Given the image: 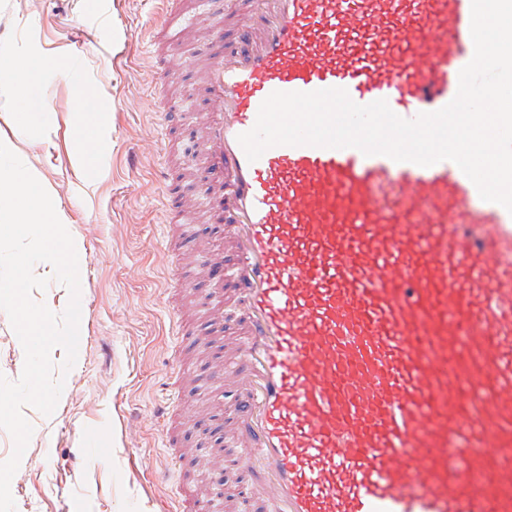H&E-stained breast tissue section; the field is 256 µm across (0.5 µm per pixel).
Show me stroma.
<instances>
[{"label": "stroma", "mask_w": 512, "mask_h": 512, "mask_svg": "<svg viewBox=\"0 0 512 512\" xmlns=\"http://www.w3.org/2000/svg\"><path fill=\"white\" fill-rule=\"evenodd\" d=\"M156 7V0H0V37H10L18 56L39 48L66 56L42 78L45 133L20 132L17 116L0 102V139L14 143L65 210L80 250L83 299L84 343L55 412L23 409L34 432L11 481L16 512H175L180 464L161 448L156 410L165 383L178 376L188 394L184 454L194 463L197 494L213 498L212 466L235 474L242 467L239 454L214 447L200 418L224 411L219 394L204 384L217 351L199 347L185 359L174 356L177 330L165 301L169 275L183 269L192 289L182 297V311L192 320L204 317L212 302L199 260L217 245L219 233L207 220L194 168L178 164L194 251L181 266L165 246L155 146L162 129L148 95ZM213 10L208 0H188L181 51L170 61L182 75L169 88L172 110L188 131L202 125L209 110L194 52L208 36ZM75 20L84 21L89 38L83 52L70 42ZM83 90L99 102L100 153L89 187L68 160L69 123ZM23 365V347L0 310V374L18 380Z\"/></svg>", "instance_id": "1"}]
</instances>
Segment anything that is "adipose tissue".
<instances>
[{
	"mask_svg": "<svg viewBox=\"0 0 512 512\" xmlns=\"http://www.w3.org/2000/svg\"><path fill=\"white\" fill-rule=\"evenodd\" d=\"M63 59L61 53L50 50L19 59L8 46L0 47V94L5 95L21 118L25 132L45 128L41 100V81L44 73Z\"/></svg>",
	"mask_w": 512,
	"mask_h": 512,
	"instance_id": "ef3b65f1",
	"label": "adipose tissue"
}]
</instances>
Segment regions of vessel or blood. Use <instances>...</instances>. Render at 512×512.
<instances>
[{
	"instance_id": "b4317fda",
	"label": "vessel or blood",
	"mask_w": 512,
	"mask_h": 512,
	"mask_svg": "<svg viewBox=\"0 0 512 512\" xmlns=\"http://www.w3.org/2000/svg\"><path fill=\"white\" fill-rule=\"evenodd\" d=\"M183 0H160L157 56ZM200 47L213 103L199 183L228 247L210 257L213 307L186 325L234 347L209 369L257 512H512V213L453 162L239 134L275 91L345 89L411 119L447 105L470 62L471 0H229ZM158 410L186 401L177 384Z\"/></svg>"
}]
</instances>
